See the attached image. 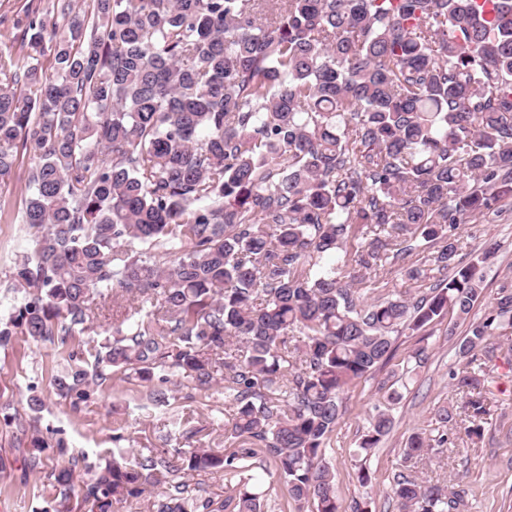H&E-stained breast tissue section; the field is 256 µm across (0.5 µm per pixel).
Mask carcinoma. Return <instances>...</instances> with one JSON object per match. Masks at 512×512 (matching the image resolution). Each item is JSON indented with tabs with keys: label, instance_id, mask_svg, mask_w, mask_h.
Returning a JSON list of instances; mask_svg holds the SVG:
<instances>
[{
	"label": "carcinoma",
	"instance_id": "obj_1",
	"mask_svg": "<svg viewBox=\"0 0 512 512\" xmlns=\"http://www.w3.org/2000/svg\"><path fill=\"white\" fill-rule=\"evenodd\" d=\"M0 63V181L33 153L0 322L67 351L73 406L118 376L167 406L168 375L224 394V442L116 447L81 488L90 512L158 490L152 512H263L275 468L295 512H345L326 460L343 395L397 336L467 318L483 297L460 231L512 197V0H55ZM112 316L83 357L76 337ZM512 329V281L469 321L459 405L408 438L396 512H458L466 491L416 465L483 436L491 340ZM367 417L356 455L392 430ZM28 464L48 443L31 438ZM47 473L72 512L75 468ZM224 472V499L186 476Z\"/></svg>",
	"mask_w": 512,
	"mask_h": 512
}]
</instances>
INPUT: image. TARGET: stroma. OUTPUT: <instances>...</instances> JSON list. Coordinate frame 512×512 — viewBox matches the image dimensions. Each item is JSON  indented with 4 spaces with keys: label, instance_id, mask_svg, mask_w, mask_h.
Instances as JSON below:
<instances>
[{
    "label": "stroma",
    "instance_id": "35a3bbf8",
    "mask_svg": "<svg viewBox=\"0 0 512 512\" xmlns=\"http://www.w3.org/2000/svg\"><path fill=\"white\" fill-rule=\"evenodd\" d=\"M53 0H0V51L19 56L18 19L25 12H51ZM30 154L20 156L11 178L0 184V198L10 202L12 212L0 216V318L12 312L14 295L10 292L15 260L33 249L27 226L17 213L29 196ZM494 243L498 251L485 266V284L495 290L504 279L512 280V198L501 200L493 211L466 225L461 233L460 256L470 262L485 244ZM468 330L466 322L449 326L447 318L436 319L424 331L405 332L398 339L399 357L424 348V359L416 380L402 393L393 414L395 424L374 454L360 460L353 454L365 418L375 406L384 404L382 382L388 369H381L373 379L361 382L344 397L346 412L336 428L335 443L326 453L336 473V482L344 501L361 496L356 479L359 465H367L372 475L369 488L376 512H394L386 492L401 469L405 443L414 428H434V412L440 405L460 403L451 373L463 365L458 354L460 337ZM68 368L65 353L50 344H37L25 336L13 338L12 346L0 349V512H52L54 494L43 474L25 469L31 435L48 440L64 439L70 456L79 458L77 475H84L86 464L99 465L112 456V428L122 422L124 434L133 447L160 444L169 438L176 448L191 446L224 450V397L192 393L186 379L173 377V397L169 406L151 405L144 388L120 379L107 386L79 409H72L52 385L55 375ZM492 391V416L483 437L452 455L438 452L419 465L427 479L461 480L467 491V512H512V366L496 359L488 365ZM37 392L44 402L40 413H32L26 399ZM194 428L198 434L184 440L183 430Z\"/></svg>",
    "mask_w": 512,
    "mask_h": 512
}]
</instances>
